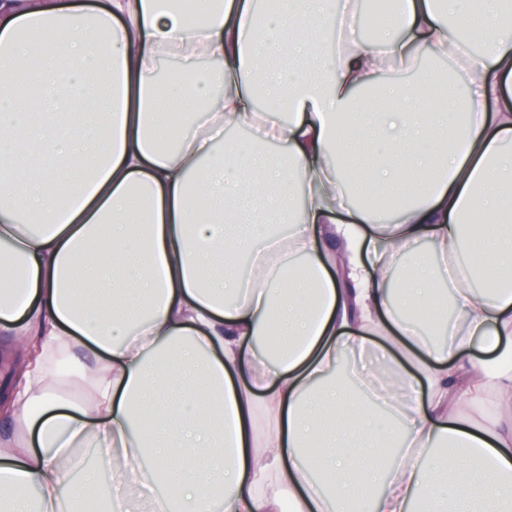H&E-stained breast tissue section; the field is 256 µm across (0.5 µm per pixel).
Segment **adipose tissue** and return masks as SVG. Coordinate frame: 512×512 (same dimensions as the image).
<instances>
[{
  "label": "adipose tissue",
  "mask_w": 512,
  "mask_h": 512,
  "mask_svg": "<svg viewBox=\"0 0 512 512\" xmlns=\"http://www.w3.org/2000/svg\"><path fill=\"white\" fill-rule=\"evenodd\" d=\"M361 11L0 0L5 512H129L85 448L178 512H512V0H400L368 44ZM455 55L459 114L417 66ZM371 347L387 378L340 373Z\"/></svg>",
  "instance_id": "obj_1"
}]
</instances>
